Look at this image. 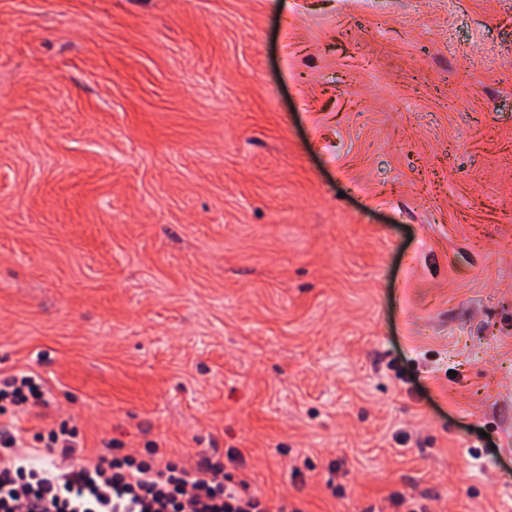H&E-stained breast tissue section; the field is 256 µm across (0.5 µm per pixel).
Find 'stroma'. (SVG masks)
<instances>
[{
  "instance_id": "stroma-1",
  "label": "stroma",
  "mask_w": 512,
  "mask_h": 512,
  "mask_svg": "<svg viewBox=\"0 0 512 512\" xmlns=\"http://www.w3.org/2000/svg\"><path fill=\"white\" fill-rule=\"evenodd\" d=\"M87 455L299 512H503L512 0H0V376Z\"/></svg>"
}]
</instances>
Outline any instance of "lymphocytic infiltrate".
<instances>
[{
	"label": "lymphocytic infiltrate",
	"mask_w": 512,
	"mask_h": 512,
	"mask_svg": "<svg viewBox=\"0 0 512 512\" xmlns=\"http://www.w3.org/2000/svg\"><path fill=\"white\" fill-rule=\"evenodd\" d=\"M46 393L31 371L0 378V512H289L204 455L191 466L159 450L149 462L92 458L65 421L26 436L20 417L48 407Z\"/></svg>",
	"instance_id": "f902f5d3"
}]
</instances>
